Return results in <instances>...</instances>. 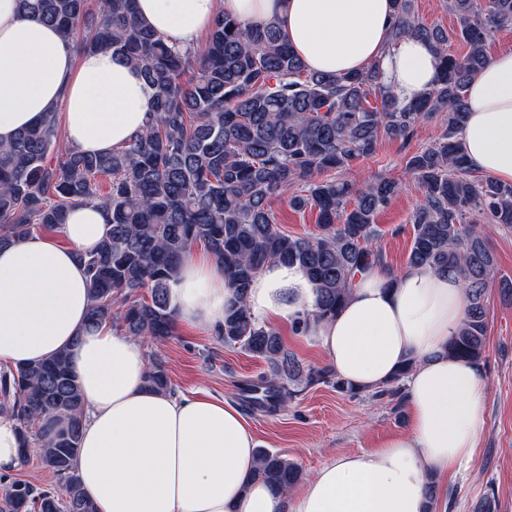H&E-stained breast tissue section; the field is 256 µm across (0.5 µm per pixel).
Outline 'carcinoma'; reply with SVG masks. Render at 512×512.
Wrapping results in <instances>:
<instances>
[{
  "mask_svg": "<svg viewBox=\"0 0 512 512\" xmlns=\"http://www.w3.org/2000/svg\"><path fill=\"white\" fill-rule=\"evenodd\" d=\"M413 2L393 0L394 37L432 43L439 75L405 103L376 65L344 74L309 70L272 22L245 26L220 14L202 46L178 48L138 21L135 0H101L82 48L110 50L138 67L154 89V115L126 145L104 155L60 149L56 119L0 144V244L58 231L76 203L101 205L112 232L80 256L92 299L88 323L110 322L156 342L174 333L170 288L180 264L202 244L234 288L217 335L269 366L242 387L253 409L274 412L296 387L320 383L356 396L359 390L331 369L305 368L276 331L253 318L248 288L270 263L297 264L314 283L315 317L335 316L354 274L385 266L373 245L375 216L400 185L380 178L359 190L332 172L374 156L379 138L407 140L418 123L437 119L441 137L405 164L424 192L412 215L406 266L459 275L465 318L446 354L480 364L488 332L485 295L496 272L486 230L512 228V184L475 174L458 133L466 87L491 61L489 36L512 28V0H448L458 25L453 34L468 46L462 56L448 52L450 33L421 22ZM21 7L67 38L91 14L89 0H21ZM302 183L305 193L290 204L318 212L319 233L308 238L285 233L271 207ZM143 289L149 297L140 295ZM413 368V361L404 363L378 393L400 394ZM146 384L172 392L157 355L148 360ZM0 395V409L16 421L23 455L39 448L43 468L62 480L58 492L22 480L5 483L0 512H95L74 473L86 417L68 353L0 371ZM257 453L254 479L283 489L299 481L300 469L288 456L268 448Z\"/></svg>",
  "mask_w": 512,
  "mask_h": 512,
  "instance_id": "obj_1",
  "label": "carcinoma"
}]
</instances>
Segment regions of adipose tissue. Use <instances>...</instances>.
I'll list each match as a JSON object with an SVG mask.
<instances>
[{"label":"adipose tissue","mask_w":512,"mask_h":512,"mask_svg":"<svg viewBox=\"0 0 512 512\" xmlns=\"http://www.w3.org/2000/svg\"><path fill=\"white\" fill-rule=\"evenodd\" d=\"M146 26L171 44L196 46L217 15L275 22L310 70L345 73L379 64L405 101L435 82L434 46L394 38L390 0H136ZM459 133L477 172L512 183V48L468 85ZM153 89L107 50L34 19L20 0H0V143L56 112L69 146L107 153L140 133ZM100 205L71 208L60 239L34 233L0 248V366L64 350L85 397L76 475L97 512H423L429 482L470 461L484 419V380L445 348L464 317L452 273L375 267L356 277L335 317L314 318L316 290L301 267L271 264L253 280L252 316L272 325L308 317L334 371L370 391L406 361L411 428L370 452L338 455L293 492L253 479L257 442L221 400L175 396L146 385L142 342L110 323L89 326L88 278L79 255L110 234ZM233 297L220 265L191 255L171 288L179 323L215 326Z\"/></svg>","instance_id":"adipose-tissue-1"}]
</instances>
